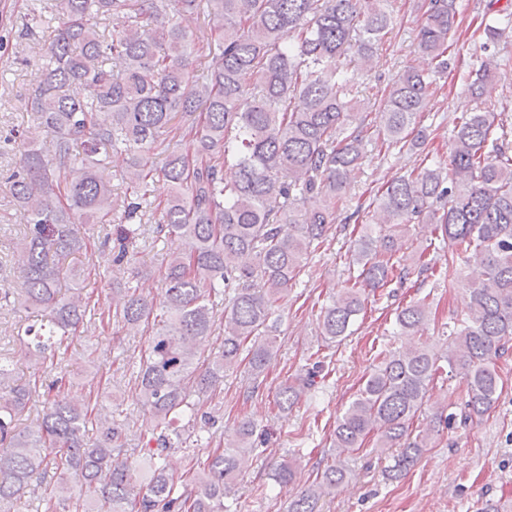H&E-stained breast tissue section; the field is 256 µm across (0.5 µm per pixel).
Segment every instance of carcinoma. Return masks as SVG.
Masks as SVG:
<instances>
[{
  "mask_svg": "<svg viewBox=\"0 0 512 512\" xmlns=\"http://www.w3.org/2000/svg\"><path fill=\"white\" fill-rule=\"evenodd\" d=\"M30 0L29 21H57L42 57L43 82L30 101L33 130L22 143L11 176L15 210L26 224L16 244L21 286L0 293V307L44 313L20 342L33 358V380L18 384L0 363V512H231L239 477L256 448V425L242 419L224 439V410L214 402L224 372L246 366L249 388L262 383L276 354L272 315L323 242L336 209L346 202L365 148L363 126L348 75L349 51L368 60L392 26L391 0ZM420 15L418 49L434 67L398 73L375 108L377 132L409 151L425 144L416 116L437 78L448 69L458 29L457 0H414ZM205 17L216 38L200 43L183 24ZM112 30L99 33L101 20ZM492 43L509 40L512 11L485 20ZM500 76L481 63L466 77L480 100L456 119L448 162H434L389 179L356 240L358 280L329 297L320 311L326 343L350 335L364 310L366 290L392 281V259L411 224H429L450 248L444 255L448 287L457 261L468 265L470 303L452 330L448 354L426 347L385 348L380 362L337 418L334 447L359 452L369 436L388 458L397 480L415 466L435 435L482 419L502 392L496 368L512 347V123L483 99ZM81 84L76 98L69 87ZM253 98L242 111L240 100ZM52 134L51 154L33 132ZM165 146V200L148 199L149 174L136 153ZM126 155L123 193L98 176L101 149ZM233 162L236 180L224 182ZM170 240L156 298L132 286L139 275V225ZM96 240L107 258L97 276L125 270L131 279L112 287V312L91 306L86 288L61 292V260ZM224 308V336L205 354ZM429 318L426 299L397 312L401 336H413ZM144 326L148 345L139 358L122 357L135 405L151 426L140 447L125 446L123 424L106 412L101 392L82 402L60 399L66 369L60 349L89 323ZM463 372L466 399L459 412L440 411L412 434L429 387L445 369ZM318 364L286 381L276 396L294 407L317 384ZM40 410H35V407ZM31 425L18 427L31 411ZM174 448L187 453L185 474L168 472ZM208 451L206 461L199 453ZM297 459L274 468L275 481L293 479ZM54 471L43 489L34 478ZM347 476L344 461L328 464L295 496L287 512H319L320 499Z\"/></svg>",
  "mask_w": 512,
  "mask_h": 512,
  "instance_id": "obj_1",
  "label": "carcinoma"
}]
</instances>
